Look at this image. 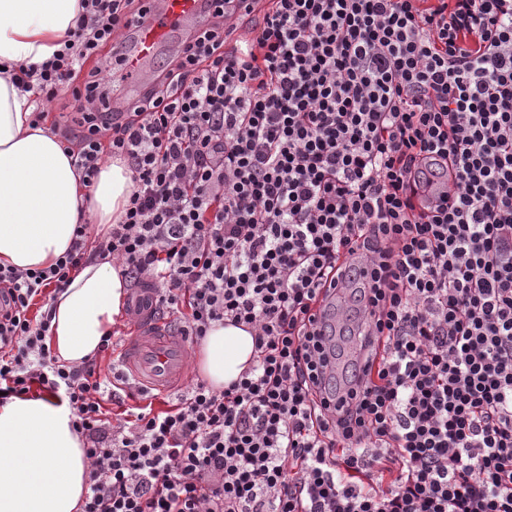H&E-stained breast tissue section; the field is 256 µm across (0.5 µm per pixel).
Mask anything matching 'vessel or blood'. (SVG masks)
Masks as SVG:
<instances>
[{
	"label": "vessel or blood",
	"instance_id": "vessel-or-blood-1",
	"mask_svg": "<svg viewBox=\"0 0 512 512\" xmlns=\"http://www.w3.org/2000/svg\"><path fill=\"white\" fill-rule=\"evenodd\" d=\"M212 0H147L142 18L129 29L112 57L115 103H136L161 76L160 52L180 49L210 17ZM156 294H133L127 318L129 334L119 350L122 372L148 392L172 395L189 379V343L182 333L170 330L155 313Z\"/></svg>",
	"mask_w": 512,
	"mask_h": 512
}]
</instances>
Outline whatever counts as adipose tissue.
<instances>
[{
    "label": "adipose tissue",
    "mask_w": 512,
    "mask_h": 512,
    "mask_svg": "<svg viewBox=\"0 0 512 512\" xmlns=\"http://www.w3.org/2000/svg\"><path fill=\"white\" fill-rule=\"evenodd\" d=\"M79 0H0V64L49 59L78 14ZM29 95L0 73V266L45 268L69 248L81 221L114 224L131 181L106 160L82 185L48 127L31 128ZM127 283L110 263L89 260L58 294L46 343L60 363L94 356L111 332ZM251 335L215 325L196 353L204 378L221 388L250 360ZM66 404L50 394L0 407V512H80L88 461Z\"/></svg>",
    "instance_id": "obj_1"
}]
</instances>
